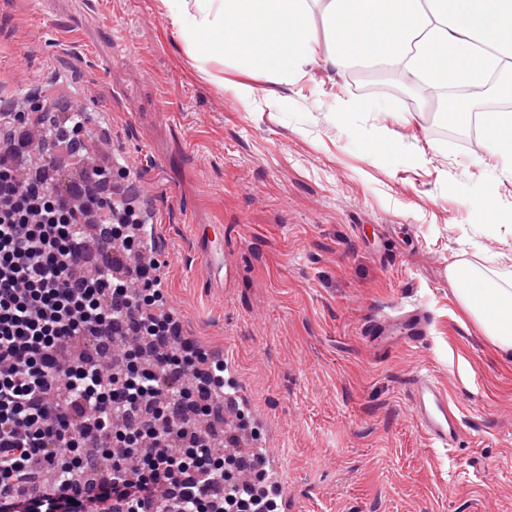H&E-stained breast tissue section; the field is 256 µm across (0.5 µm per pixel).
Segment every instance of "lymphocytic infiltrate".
I'll return each mask as SVG.
<instances>
[{"label":"lymphocytic infiltrate","mask_w":512,"mask_h":512,"mask_svg":"<svg viewBox=\"0 0 512 512\" xmlns=\"http://www.w3.org/2000/svg\"><path fill=\"white\" fill-rule=\"evenodd\" d=\"M25 126L0 105V512H278L277 487L225 476L203 429L224 365L166 310L140 210L92 193L97 167L63 191L28 178ZM92 455L111 475L91 486Z\"/></svg>","instance_id":"1"}]
</instances>
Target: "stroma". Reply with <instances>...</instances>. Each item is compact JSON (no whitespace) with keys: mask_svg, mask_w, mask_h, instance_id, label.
Masks as SVG:
<instances>
[{"mask_svg":"<svg viewBox=\"0 0 512 512\" xmlns=\"http://www.w3.org/2000/svg\"><path fill=\"white\" fill-rule=\"evenodd\" d=\"M308 70L271 101L231 63L200 67L159 0H0V100L107 114L165 243L164 294L185 335L227 354L241 434L274 452L288 512H512V360L447 274L456 260L501 269L512 247V178L481 162L485 106L452 123L402 71ZM210 71L251 81L252 105ZM219 230L221 282L207 260ZM412 306L431 315L427 339L375 350L364 326ZM419 375L447 393L458 447L423 433Z\"/></svg>","mask_w":512,"mask_h":512,"instance_id":"obj_1","label":"stroma"}]
</instances>
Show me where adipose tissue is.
<instances>
[{"instance_id": "ef3b65f1", "label": "adipose tissue", "mask_w": 512, "mask_h": 512, "mask_svg": "<svg viewBox=\"0 0 512 512\" xmlns=\"http://www.w3.org/2000/svg\"><path fill=\"white\" fill-rule=\"evenodd\" d=\"M186 50L230 59L272 86L300 83L315 60L413 73L428 88L512 86V0H162ZM484 147L512 176V113L484 117ZM458 304L501 355L512 358V271L453 262Z\"/></svg>"}]
</instances>
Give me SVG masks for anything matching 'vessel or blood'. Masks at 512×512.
<instances>
[{"label":"vessel or blood","mask_w":512,"mask_h":512,"mask_svg":"<svg viewBox=\"0 0 512 512\" xmlns=\"http://www.w3.org/2000/svg\"><path fill=\"white\" fill-rule=\"evenodd\" d=\"M430 319L424 308H402L366 324L364 334L373 346L393 342L409 346L421 344L429 331ZM412 407L427 436L438 447H454L460 439L461 425L447 395L429 378L414 383Z\"/></svg>","instance_id":"1"}]
</instances>
